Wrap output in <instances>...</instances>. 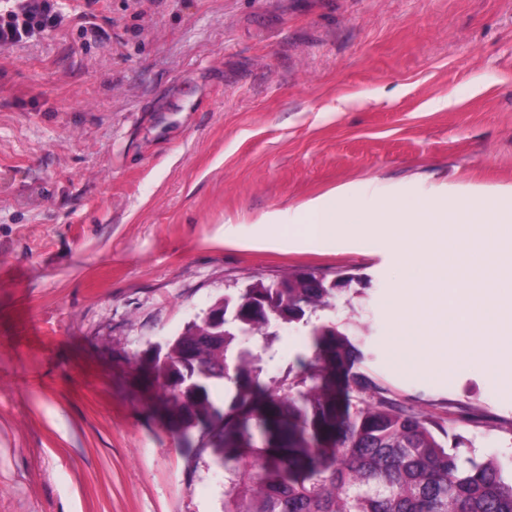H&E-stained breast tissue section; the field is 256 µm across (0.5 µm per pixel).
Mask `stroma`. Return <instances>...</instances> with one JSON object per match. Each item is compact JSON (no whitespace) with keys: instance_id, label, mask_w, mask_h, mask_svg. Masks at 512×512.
Here are the masks:
<instances>
[{"instance_id":"1","label":"stroma","mask_w":512,"mask_h":512,"mask_svg":"<svg viewBox=\"0 0 512 512\" xmlns=\"http://www.w3.org/2000/svg\"><path fill=\"white\" fill-rule=\"evenodd\" d=\"M339 189L512 198V0H54L0 41V512H222L133 357L301 271L349 279L352 374L512 462V353L394 343L386 237L285 242Z\"/></svg>"}]
</instances>
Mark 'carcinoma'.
Masks as SVG:
<instances>
[{"mask_svg":"<svg viewBox=\"0 0 512 512\" xmlns=\"http://www.w3.org/2000/svg\"><path fill=\"white\" fill-rule=\"evenodd\" d=\"M284 281L256 278L217 300L232 327L202 318L133 358L189 449L224 459L223 512H512V468L463 456L459 437L365 377L341 394L362 351L336 325H313L306 352L269 371L280 329L339 292L301 273Z\"/></svg>","mask_w":512,"mask_h":512,"instance_id":"obj_1","label":"carcinoma"}]
</instances>
